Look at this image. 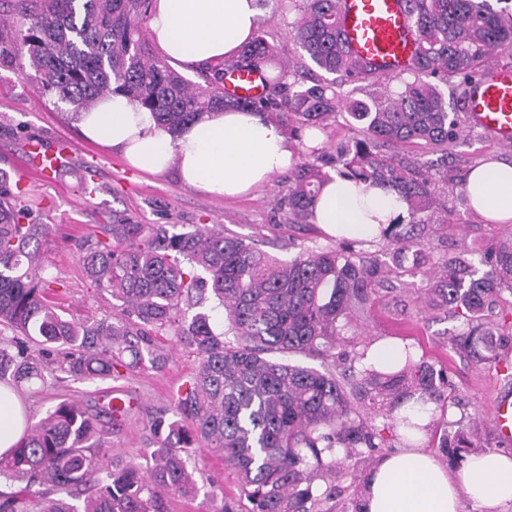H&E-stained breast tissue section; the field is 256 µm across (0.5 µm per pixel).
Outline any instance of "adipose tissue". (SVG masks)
<instances>
[{
	"label": "adipose tissue",
	"mask_w": 512,
	"mask_h": 512,
	"mask_svg": "<svg viewBox=\"0 0 512 512\" xmlns=\"http://www.w3.org/2000/svg\"><path fill=\"white\" fill-rule=\"evenodd\" d=\"M259 17L257 0H154L148 26L170 63L190 71L236 57L252 40ZM77 125L85 138L119 152L138 172L159 175L174 166L184 184L220 198L247 194L294 158L283 129L251 110H215L174 135L135 101L115 94L79 113ZM467 191L485 220L512 222V164L475 166ZM310 211L327 236L373 242L406 205L394 192L334 174ZM25 428L22 401L1 385L0 457L10 454ZM464 496L483 512L512 505V455L474 454L452 469L424 441L404 444L367 470L361 500L363 512H460Z\"/></svg>",
	"instance_id": "ef3b65f1"
}]
</instances>
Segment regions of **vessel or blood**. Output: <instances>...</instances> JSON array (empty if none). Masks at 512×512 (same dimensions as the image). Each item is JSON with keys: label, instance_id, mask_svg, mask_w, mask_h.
<instances>
[{"label": "vessel or blood", "instance_id": "obj_1", "mask_svg": "<svg viewBox=\"0 0 512 512\" xmlns=\"http://www.w3.org/2000/svg\"><path fill=\"white\" fill-rule=\"evenodd\" d=\"M339 27L352 55L378 64L379 73L393 76L405 71L415 52L418 31L408 17L403 0H339ZM231 97L258 98L266 85L260 69L231 70L224 80ZM471 121L500 145L512 144V67L480 73L473 81L468 103ZM58 151L32 143L27 147L30 165L49 173ZM498 435L512 440V395H499L492 409Z\"/></svg>", "mask_w": 512, "mask_h": 512}]
</instances>
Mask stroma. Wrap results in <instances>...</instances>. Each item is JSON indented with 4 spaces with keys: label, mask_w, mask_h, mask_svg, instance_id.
Returning a JSON list of instances; mask_svg holds the SVG:
<instances>
[{
    "label": "stroma",
    "mask_w": 512,
    "mask_h": 512,
    "mask_svg": "<svg viewBox=\"0 0 512 512\" xmlns=\"http://www.w3.org/2000/svg\"><path fill=\"white\" fill-rule=\"evenodd\" d=\"M297 17L286 0L276 9H264L260 18L266 38L284 61H297L300 50L288 35ZM46 146L61 141L76 149L65 167L51 177L24 174L22 163L29 141ZM512 162V148L497 144L482 131L460 142L448 169V205L458 216L455 224H431L422 234L428 264L458 255L478 259L480 252L497 240L512 236L511 224H491L463 202L459 177L487 158ZM0 171L23 178L26 187L19 200L34 224H49L54 238L45 251L51 276L60 285L53 296L58 305L77 319H101L112 313V302L96 293L84 280L76 253V240L95 234L99 225L114 218L139 224H220L224 228L283 259L300 249L326 245L314 224H296L281 209L279 199L288 183L287 174L271 180L239 199H218L184 185L176 170L159 176L142 175L130 168L112 149L84 139L70 113L57 108L51 95L42 94L24 57H0ZM457 324L444 309L428 307L417 298L416 287L389 278L378 296L352 322L357 342L398 337L413 343L428 359L447 369L452 392L448 397L454 414L468 416L475 424L479 450L512 453V442L500 439L491 422L497 396L512 392V381L488 364L453 349L448 341ZM169 354L163 371L133 370L112 380H76L62 376L45 393L28 394L32 420H40L47 408L62 400L93 408L104 394L116 390L134 398L133 413L123 426L103 435L104 447L124 457H135L144 448L153 417L172 407L182 384L195 369L194 357L182 347L160 337ZM189 465L196 470L201 495L195 499H171L169 512H219L220 501L206 499L211 485L222 486L225 498L235 500L240 512L248 502L240 494L237 476L223 459L199 449Z\"/></svg>",
    "instance_id": "obj_1"
}]
</instances>
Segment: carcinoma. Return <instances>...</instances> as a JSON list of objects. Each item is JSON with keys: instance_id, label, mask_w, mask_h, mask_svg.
<instances>
[{"instance_id": "carcinoma-1", "label": "carcinoma", "mask_w": 512, "mask_h": 512, "mask_svg": "<svg viewBox=\"0 0 512 512\" xmlns=\"http://www.w3.org/2000/svg\"><path fill=\"white\" fill-rule=\"evenodd\" d=\"M19 0L23 29L0 56H26L39 87L75 115L101 97L122 93L176 132L216 109L267 112L285 130L318 127L344 111L360 137L336 148V173L391 190L406 203L403 220L380 229L393 246L397 274L427 280V303L460 319L452 340L472 356L503 367L500 350L512 337L481 323L504 292L512 294V238L483 253L480 266L458 256L440 270L426 267L416 227L449 224L442 202L448 165L400 158L383 148H427L444 157L474 127L467 101L476 63L512 50V4L490 0H405L420 32L407 80L395 90H366L379 83L371 64L345 50L337 0H299L300 17L289 35L309 60L336 80L308 87L287 82L291 69L258 31L241 54L213 68L211 86L191 88L152 52L144 29L151 0ZM261 68L269 86L259 99L224 95L229 69ZM451 82L450 94L440 83ZM328 179L313 162L295 168L280 205L297 224ZM10 177L0 171V384L22 393L45 391L58 373L76 379H112L119 369L160 371L169 356L154 341L161 333L187 349L196 367L171 408L153 418L137 458L100 446L99 425H120L133 410L107 401L91 414L63 400L47 410L11 456L0 458V512H166L170 497L194 499L200 487L188 468L191 450L224 457L238 477L247 512H361L360 503L338 508L357 491L363 472L341 466L338 456L362 458L387 447L398 410L412 398L443 402L445 367L404 348L403 364L386 370L360 367L368 346L344 336L349 318L365 308L385 266L347 243L304 249L283 261L224 228L133 224L125 218L100 225L97 237L78 244L83 277L112 300V315L91 323L67 319L47 299L56 279L45 265L48 224H24ZM224 313L223 327L201 311ZM303 354L341 366L292 364ZM389 422L379 426L373 417ZM433 434L431 443L462 459L473 447L466 428Z\"/></svg>"}]
</instances>
